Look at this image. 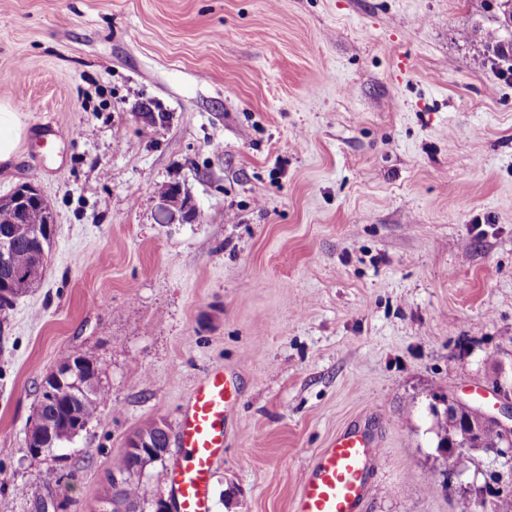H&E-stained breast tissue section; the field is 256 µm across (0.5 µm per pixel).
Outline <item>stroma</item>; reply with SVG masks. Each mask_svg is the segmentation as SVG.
I'll return each instance as SVG.
<instances>
[{"instance_id":"1","label":"stroma","mask_w":512,"mask_h":512,"mask_svg":"<svg viewBox=\"0 0 512 512\" xmlns=\"http://www.w3.org/2000/svg\"><path fill=\"white\" fill-rule=\"evenodd\" d=\"M503 20L498 0H0V103L27 126L0 197L35 184L55 225L0 326V512H98L127 437L177 429L213 368L239 388L214 512H292L365 418L360 512H484L467 489L500 458L438 442L448 401L512 392ZM72 352L109 400L29 455Z\"/></svg>"}]
</instances>
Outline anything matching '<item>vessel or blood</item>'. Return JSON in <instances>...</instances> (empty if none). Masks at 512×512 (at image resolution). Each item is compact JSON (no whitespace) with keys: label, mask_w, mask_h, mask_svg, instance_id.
<instances>
[{"label":"vessel or blood","mask_w":512,"mask_h":512,"mask_svg":"<svg viewBox=\"0 0 512 512\" xmlns=\"http://www.w3.org/2000/svg\"><path fill=\"white\" fill-rule=\"evenodd\" d=\"M237 396L234 381L219 370L196 387L179 423L181 454L168 481L175 512H212L213 466L224 453L225 424ZM376 452L368 423L337 434L303 473L294 512H357Z\"/></svg>","instance_id":"vessel-or-blood-1"}]
</instances>
